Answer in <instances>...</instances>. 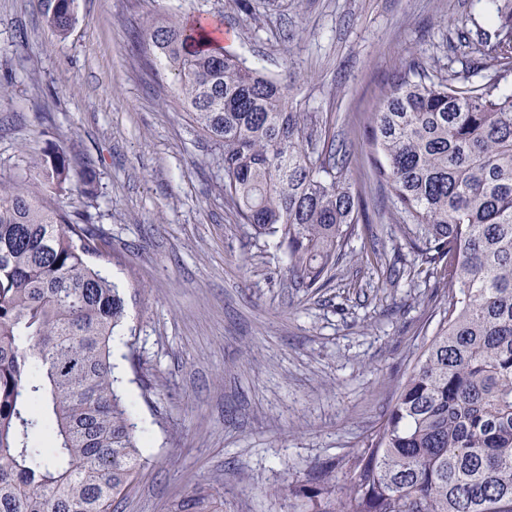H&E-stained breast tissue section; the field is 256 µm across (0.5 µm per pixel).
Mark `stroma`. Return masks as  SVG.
I'll return each instance as SVG.
<instances>
[{
  "instance_id": "stroma-1",
  "label": "stroma",
  "mask_w": 512,
  "mask_h": 512,
  "mask_svg": "<svg viewBox=\"0 0 512 512\" xmlns=\"http://www.w3.org/2000/svg\"><path fill=\"white\" fill-rule=\"evenodd\" d=\"M67 36L37 0H0V177L38 187L33 158L62 149L97 193L96 265L125 291L112 361L143 465L116 512H305L295 488L361 448L447 303L441 269L404 235L367 143L388 81L419 63L471 86L492 0H74ZM208 19L225 51L293 86L294 110L346 152L359 201L333 280L301 287L278 240L224 197L220 149L172 74L137 41L148 22Z\"/></svg>"
}]
</instances>
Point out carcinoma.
I'll list each match as a JSON object with an SVG mask.
<instances>
[{"label":"carcinoma","mask_w":512,"mask_h":512,"mask_svg":"<svg viewBox=\"0 0 512 512\" xmlns=\"http://www.w3.org/2000/svg\"><path fill=\"white\" fill-rule=\"evenodd\" d=\"M74 0L42 8L61 36ZM512 42V0L494 16ZM205 25L150 24L202 134L222 149L243 223L287 244L299 282L335 276L358 221L345 166L319 148L291 86L212 46ZM373 177L393 192L427 264L450 257L448 307L363 447L300 489L309 512H512V93L455 85L421 65L387 86L369 132ZM62 191L65 155L34 162ZM101 227L0 177V512H114L142 450L112 363L123 292L91 262ZM47 431L42 447L32 436ZM346 478L340 483L338 475Z\"/></svg>","instance_id":"obj_1"}]
</instances>
